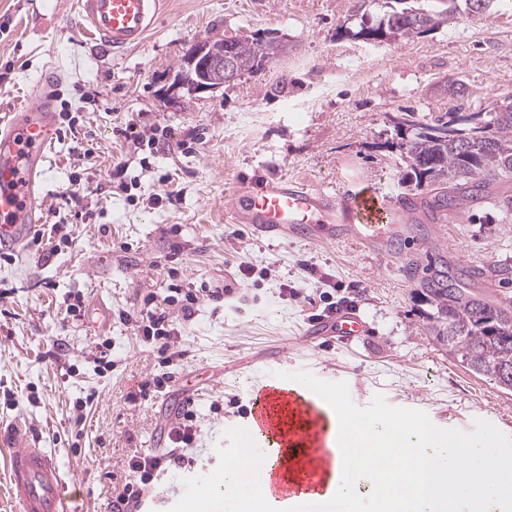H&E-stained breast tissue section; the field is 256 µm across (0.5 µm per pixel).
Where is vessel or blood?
Here are the masks:
<instances>
[{
	"instance_id": "vessel-or-blood-1",
	"label": "vessel or blood",
	"mask_w": 512,
	"mask_h": 512,
	"mask_svg": "<svg viewBox=\"0 0 512 512\" xmlns=\"http://www.w3.org/2000/svg\"><path fill=\"white\" fill-rule=\"evenodd\" d=\"M163 0H77L83 33L98 44L120 51L140 44ZM61 66L50 63L35 84L28 105L0 126V241L21 243L29 229L42 223L46 211L43 181L47 152L56 136L55 86ZM235 223L248 224L278 237L314 240L346 239L361 245L388 246L399 227L388 199L368 189L326 193L288 178L256 191L231 196ZM330 336L349 340L364 335L366 326L352 312L323 323ZM334 403L320 385L278 373L267 377L252 399L244 430L231 456L264 447L270 454L262 467L264 491L275 500L295 499L304 512H346L327 494L323 471L327 460L299 423L308 421L321 432ZM0 445L10 448L9 485L21 512H64L63 478L55 456L32 447L21 425H0Z\"/></svg>"
}]
</instances>
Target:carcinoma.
Wrapping results in <instances>:
<instances>
[{
  "label": "carcinoma",
  "instance_id": "cac0c4a2",
  "mask_svg": "<svg viewBox=\"0 0 512 512\" xmlns=\"http://www.w3.org/2000/svg\"><path fill=\"white\" fill-rule=\"evenodd\" d=\"M469 12L490 11L496 0H394L401 7L383 9V15L368 17L365 8L379 0H359L357 29L344 28L354 39L380 37L414 38L441 28L460 12V2ZM239 66H248L257 53L254 41L231 36ZM464 103L448 110V118L433 122L414 119L409 112L397 122L402 135L400 148L410 171L402 184L430 187L420 204L432 215L458 220L476 206L512 217V194L491 192L495 184L512 183V98L506 97L487 112H473V121L462 120ZM405 269L418 282L417 294L429 306L424 312L427 332L464 367L484 376L504 390L512 391V308L476 296L471 288L485 277L512 282L510 267L456 269L448 260L432 257L423 266L408 260Z\"/></svg>",
  "mask_w": 512,
  "mask_h": 512
}]
</instances>
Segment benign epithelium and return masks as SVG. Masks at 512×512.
<instances>
[{"instance_id": "7a95c632", "label": "benign epithelium", "mask_w": 512, "mask_h": 512, "mask_svg": "<svg viewBox=\"0 0 512 512\" xmlns=\"http://www.w3.org/2000/svg\"><path fill=\"white\" fill-rule=\"evenodd\" d=\"M238 79V65L228 44L196 41L190 45L181 67L163 90L162 101L165 106L175 108L188 97L200 99Z\"/></svg>"}]
</instances>
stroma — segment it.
I'll return each instance as SVG.
<instances>
[{"label":"stroma","instance_id":"1","mask_svg":"<svg viewBox=\"0 0 512 512\" xmlns=\"http://www.w3.org/2000/svg\"><path fill=\"white\" fill-rule=\"evenodd\" d=\"M75 0H0V118L24 105L53 61L63 65L59 97L75 119L49 154L40 249L0 258V423H22L51 451L66 485H79L69 512H110L134 455L167 447V432L193 406L198 436L178 477H161L154 512L186 501L191 478L211 483L224 468L265 377L281 369L322 380L336 404L379 417L403 410L434 437L493 448L512 460V392L448 356L425 329L403 260L439 254L460 266L512 267V223L490 209L451 224L411 210L399 183L407 171L396 120L431 121L452 106L449 80L466 108L487 111L512 96V5L460 15L414 38L378 43L346 37L355 0H164L143 43L113 53L90 43ZM275 37L292 50L267 69L177 110L161 92L187 47L207 38ZM134 123L145 141L116 134ZM173 136L160 149L155 130ZM120 180H111L117 163ZM287 177L336 192L392 196L401 254L347 240L277 238L235 224L227 199L243 187ZM136 181L133 195L121 183ZM82 206L66 204L73 184ZM68 243H61V234ZM254 276L244 278L240 263ZM229 286L204 301L180 341L183 359L162 363L131 326L103 331L68 317L87 309L140 308L169 284ZM355 302L367 333L344 344L306 339L325 292ZM112 342V368L98 372L97 343ZM167 374L163 392L142 397Z\"/></svg>","mask_w":512,"mask_h":512}]
</instances>
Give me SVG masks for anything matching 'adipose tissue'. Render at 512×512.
<instances>
[{"instance_id": "ef3b65f1", "label": "adipose tissue", "mask_w": 512, "mask_h": 512, "mask_svg": "<svg viewBox=\"0 0 512 512\" xmlns=\"http://www.w3.org/2000/svg\"><path fill=\"white\" fill-rule=\"evenodd\" d=\"M325 430L335 441L346 468H332L328 490L345 497H374L375 512H438L447 505L476 506L477 512H500V475L512 471L506 462L475 444L449 442L437 447L429 433L404 419L337 412ZM261 452L246 450L243 459L225 463L204 500L206 512L226 491L243 492L253 503L264 494L255 480Z\"/></svg>"}]
</instances>
